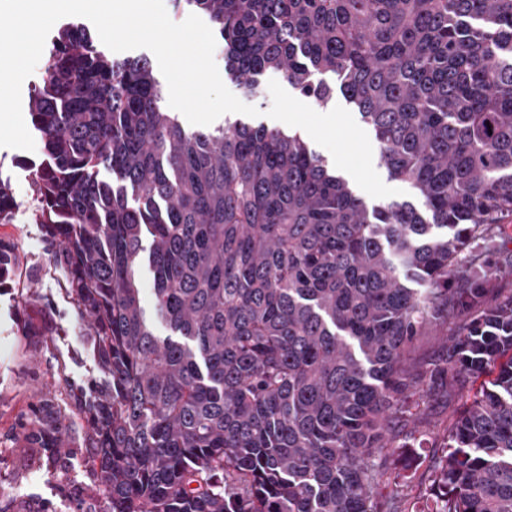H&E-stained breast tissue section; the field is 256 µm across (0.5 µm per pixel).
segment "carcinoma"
I'll list each match as a JSON object with an SVG mask.
<instances>
[{"mask_svg":"<svg viewBox=\"0 0 512 512\" xmlns=\"http://www.w3.org/2000/svg\"><path fill=\"white\" fill-rule=\"evenodd\" d=\"M171 3L248 92L266 71L322 109L341 92L420 205L367 208L296 132H187L149 58L60 29L32 180L107 377L78 399L107 512H512V289L459 260L512 216V0ZM439 396L461 410L418 478L405 423Z\"/></svg>","mask_w":512,"mask_h":512,"instance_id":"1","label":"carcinoma"}]
</instances>
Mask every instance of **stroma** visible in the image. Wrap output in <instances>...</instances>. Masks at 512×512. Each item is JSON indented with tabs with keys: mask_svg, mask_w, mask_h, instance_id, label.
<instances>
[{
	"mask_svg": "<svg viewBox=\"0 0 512 512\" xmlns=\"http://www.w3.org/2000/svg\"><path fill=\"white\" fill-rule=\"evenodd\" d=\"M222 81L259 109L253 124L298 132L368 205L413 199L408 184L388 176L372 130L344 96L324 110L274 72L260 77L255 94L231 76ZM44 158L39 146L31 152L0 147V178L8 181L13 197L8 218L0 221V249L18 264L15 274L0 281V512H106L78 411L81 387L104 375L87 320L52 261L55 242L37 219L41 202L31 171ZM47 398L67 427L62 452L20 435Z\"/></svg>",
	"mask_w": 512,
	"mask_h": 512,
	"instance_id": "1",
	"label": "stroma"
}]
</instances>
